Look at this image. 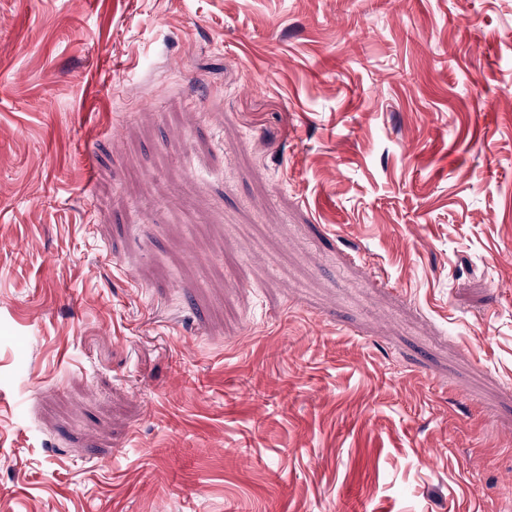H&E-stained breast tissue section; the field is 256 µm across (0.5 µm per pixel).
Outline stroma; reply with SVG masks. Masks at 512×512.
<instances>
[{"label": "stroma", "instance_id": "35a3bbf8", "mask_svg": "<svg viewBox=\"0 0 512 512\" xmlns=\"http://www.w3.org/2000/svg\"><path fill=\"white\" fill-rule=\"evenodd\" d=\"M0 512H512V0H0Z\"/></svg>", "mask_w": 512, "mask_h": 512}]
</instances>
